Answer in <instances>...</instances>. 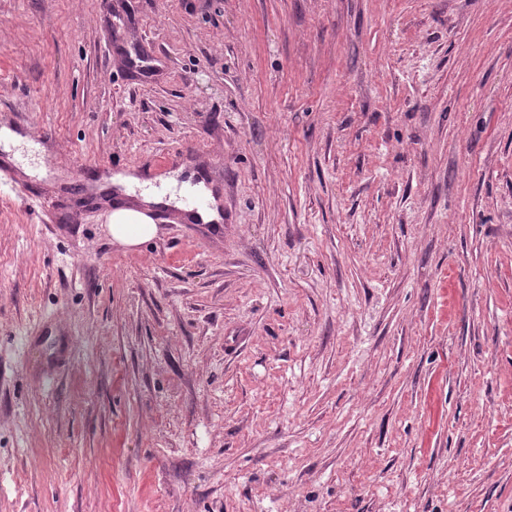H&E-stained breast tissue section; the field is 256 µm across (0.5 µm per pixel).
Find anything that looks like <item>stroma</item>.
<instances>
[{
  "label": "stroma",
  "mask_w": 512,
  "mask_h": 512,
  "mask_svg": "<svg viewBox=\"0 0 512 512\" xmlns=\"http://www.w3.org/2000/svg\"><path fill=\"white\" fill-rule=\"evenodd\" d=\"M1 109L0 512H512V0H0ZM159 180L161 190L154 189L141 193L140 206H121L111 211L109 228L112 240L116 244L135 249L156 236L158 225L154 222L151 205L161 202L165 194L177 183L173 177H160ZM211 209V202L205 195H197L186 203L184 218L186 224H208L212 221L206 220L208 211ZM217 210H210L209 219H217Z\"/></svg>",
  "instance_id": "1"
}]
</instances>
